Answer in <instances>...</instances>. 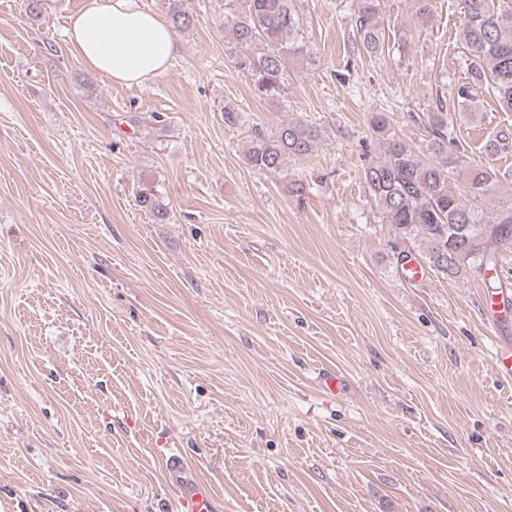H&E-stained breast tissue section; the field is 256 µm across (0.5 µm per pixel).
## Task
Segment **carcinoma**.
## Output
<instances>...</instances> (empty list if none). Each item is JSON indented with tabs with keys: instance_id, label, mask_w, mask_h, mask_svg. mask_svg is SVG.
<instances>
[{
	"instance_id": "1",
	"label": "carcinoma",
	"mask_w": 512,
	"mask_h": 512,
	"mask_svg": "<svg viewBox=\"0 0 512 512\" xmlns=\"http://www.w3.org/2000/svg\"><path fill=\"white\" fill-rule=\"evenodd\" d=\"M295 2L241 0L231 24L232 40L243 50L238 66L251 75L254 95L270 104L287 90L288 57L304 50ZM450 7L464 16L461 39L471 76L458 87V97L473 112L478 91L487 88L503 110L512 112V0H453ZM168 15L179 31L193 21L183 0H168ZM356 25L364 52L372 56L384 49L379 0H357ZM369 124L385 141L384 157L364 169L382 222L420 241L435 274L453 281L474 275L494 294L499 259L512 248V200L485 205L498 186L496 172L463 159L442 108L421 120L430 157L391 131L388 113H372ZM319 137V128L295 118L273 135H257L246 158L255 169L277 173L288 160L309 156ZM137 201L154 221H166L167 208L153 184L138 186Z\"/></svg>"
}]
</instances>
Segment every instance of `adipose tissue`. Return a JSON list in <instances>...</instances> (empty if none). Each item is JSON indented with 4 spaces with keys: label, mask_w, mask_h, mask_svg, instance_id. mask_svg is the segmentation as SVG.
<instances>
[{
    "label": "adipose tissue",
    "mask_w": 512,
    "mask_h": 512,
    "mask_svg": "<svg viewBox=\"0 0 512 512\" xmlns=\"http://www.w3.org/2000/svg\"><path fill=\"white\" fill-rule=\"evenodd\" d=\"M67 42L90 70L128 87L159 77L177 52L168 22L138 0H85L69 17Z\"/></svg>",
    "instance_id": "obj_1"
}]
</instances>
